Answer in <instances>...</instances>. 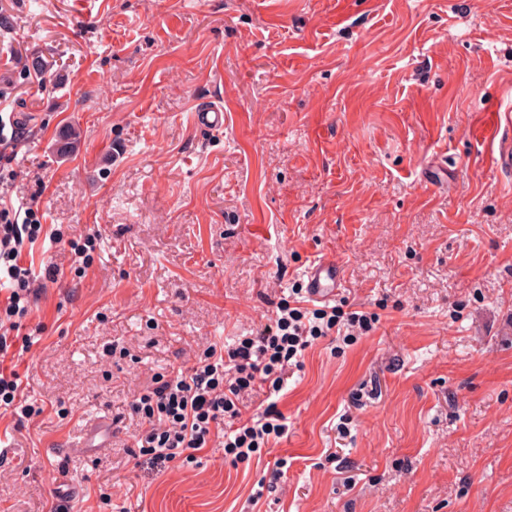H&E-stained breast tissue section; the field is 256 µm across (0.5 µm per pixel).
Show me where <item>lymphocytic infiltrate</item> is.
<instances>
[{
	"label": "lymphocytic infiltrate",
	"instance_id": "1",
	"mask_svg": "<svg viewBox=\"0 0 512 512\" xmlns=\"http://www.w3.org/2000/svg\"><path fill=\"white\" fill-rule=\"evenodd\" d=\"M43 231L39 211L33 204L18 210L0 206V281L10 284V294L0 314L8 319L0 330V358L12 345L10 334L17 318L28 312V291L33 273L22 261L25 244L35 242ZM367 330L365 314H342L337 307L306 312L282 303L274 319L235 347L220 350L210 346L203 360L182 370L175 379L158 383L132 405L145 426L135 442L148 465L161 469L185 460L187 451L209 446L223 437L224 453L233 462H244L284 435L286 426L265 413L250 414L247 400L262 388L280 391L290 366L299 365L307 348L327 336L340 323Z\"/></svg>",
	"mask_w": 512,
	"mask_h": 512
}]
</instances>
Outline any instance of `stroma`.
Listing matches in <instances>:
<instances>
[{
    "instance_id": "1",
    "label": "stroma",
    "mask_w": 512,
    "mask_h": 512,
    "mask_svg": "<svg viewBox=\"0 0 512 512\" xmlns=\"http://www.w3.org/2000/svg\"><path fill=\"white\" fill-rule=\"evenodd\" d=\"M0 94L5 196L58 232L1 363L40 414L0 407V512H512V124L484 120L512 111V0H0ZM329 257L372 328L253 396L287 435L141 464L131 403ZM195 124L203 130L215 131L224 127V107L210 104L198 108L194 113Z\"/></svg>"
}]
</instances>
